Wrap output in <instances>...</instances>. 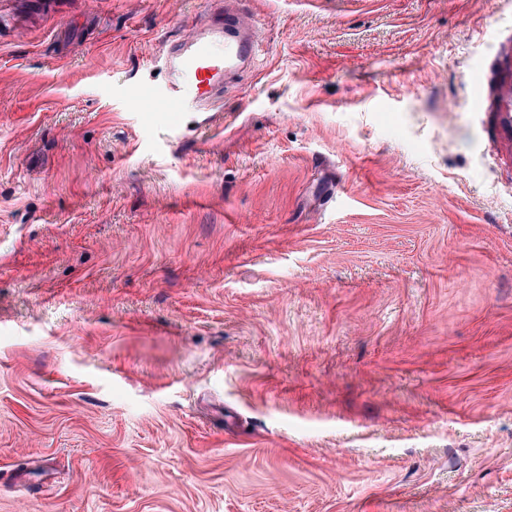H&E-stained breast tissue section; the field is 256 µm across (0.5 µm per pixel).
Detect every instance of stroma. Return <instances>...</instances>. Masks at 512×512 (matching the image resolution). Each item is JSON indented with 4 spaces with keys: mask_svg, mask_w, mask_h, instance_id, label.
<instances>
[{
    "mask_svg": "<svg viewBox=\"0 0 512 512\" xmlns=\"http://www.w3.org/2000/svg\"><path fill=\"white\" fill-rule=\"evenodd\" d=\"M237 5L0 6V512H512V0ZM231 3L225 0L224 12L168 47L167 89L162 95H153L161 112L180 120L188 92L198 111L208 109L224 92V79L240 65L250 64L259 51L258 26L243 23ZM495 52L503 64L505 76L498 85L494 109L497 112L501 134L510 141V134L512 138V74L510 77L509 71L510 63L512 64V47L497 44Z\"/></svg>",
    "mask_w": 512,
    "mask_h": 512,
    "instance_id": "35a3bbf8",
    "label": "stroma"
}]
</instances>
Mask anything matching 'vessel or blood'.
Segmentation results:
<instances>
[{
    "mask_svg": "<svg viewBox=\"0 0 512 512\" xmlns=\"http://www.w3.org/2000/svg\"><path fill=\"white\" fill-rule=\"evenodd\" d=\"M259 28L243 23L233 6L166 51V86L156 101L162 111L181 118L187 104L209 108L224 91L225 78L251 63L260 48ZM502 135H512V76L498 85L494 101Z\"/></svg>",
    "mask_w": 512,
    "mask_h": 512,
    "instance_id": "obj_1",
    "label": "vessel or blood"
}]
</instances>
